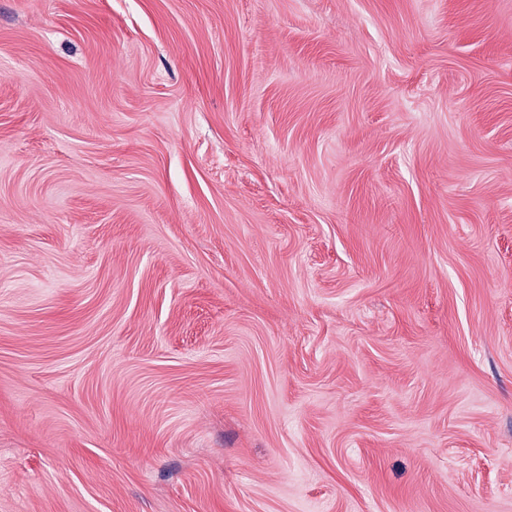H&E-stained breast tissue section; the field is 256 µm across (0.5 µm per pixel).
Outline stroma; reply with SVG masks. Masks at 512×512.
I'll return each mask as SVG.
<instances>
[{"mask_svg":"<svg viewBox=\"0 0 512 512\" xmlns=\"http://www.w3.org/2000/svg\"><path fill=\"white\" fill-rule=\"evenodd\" d=\"M0 512H512V0H0Z\"/></svg>","mask_w":512,"mask_h":512,"instance_id":"stroma-1","label":"stroma"}]
</instances>
